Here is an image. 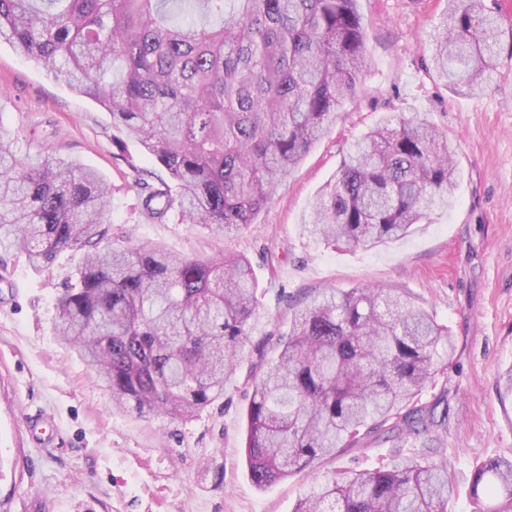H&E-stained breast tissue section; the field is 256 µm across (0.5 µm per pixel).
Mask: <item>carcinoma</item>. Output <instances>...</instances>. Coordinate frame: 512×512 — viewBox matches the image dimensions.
<instances>
[{
  "mask_svg": "<svg viewBox=\"0 0 512 512\" xmlns=\"http://www.w3.org/2000/svg\"><path fill=\"white\" fill-rule=\"evenodd\" d=\"M498 11L447 0L432 65L460 94L500 65ZM112 116L168 180L131 166L144 215L176 211L218 236L253 223L280 183L355 100L369 65L357 0H0V41ZM456 145L397 115L355 140L310 204L305 234L338 249L405 237L451 204ZM94 170L33 159L0 137V251L36 269L79 255L53 328L110 392L112 408L191 419L224 398L259 299L244 256H174L113 228ZM278 355L253 377L245 458L259 488L389 430L446 429L448 396L418 404L448 369V327L398 290L312 292L290 306ZM448 468L403 460L316 475L293 512H448ZM472 512H512V460L479 465Z\"/></svg>",
  "mask_w": 512,
  "mask_h": 512,
  "instance_id": "1",
  "label": "carcinoma"
}]
</instances>
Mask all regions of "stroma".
Returning a JSON list of instances; mask_svg holds the SVG:
<instances>
[{"label":"stroma","instance_id":"obj_1","mask_svg":"<svg viewBox=\"0 0 512 512\" xmlns=\"http://www.w3.org/2000/svg\"><path fill=\"white\" fill-rule=\"evenodd\" d=\"M446 0H358L370 65L358 98L312 146L253 224L222 239L195 224L146 221L132 166L157 183L163 171L131 141L118 143L110 114L0 44V135L31 157L55 155L109 184L110 220L175 254L246 256L260 302L258 333L288 331V303L323 288L398 289L457 338L447 371L420 395L448 397V429L409 440L370 437L320 473L432 458L455 477L451 512H471L475 467L512 459V0H497L501 66L488 90L456 94L431 65V34ZM424 119L456 142L461 177L451 206L403 239L339 250L303 234L307 206L331 180L341 149L390 115ZM44 271L0 255V512H291L312 476L260 488L245 463L251 374L246 345L223 402L188 420L114 411L108 392L52 328L54 303L73 266ZM434 444L426 454L425 444ZM224 473L215 483L214 470Z\"/></svg>","mask_w":512,"mask_h":512}]
</instances>
